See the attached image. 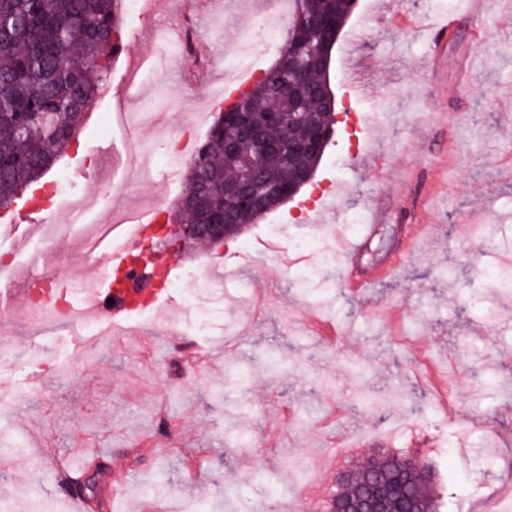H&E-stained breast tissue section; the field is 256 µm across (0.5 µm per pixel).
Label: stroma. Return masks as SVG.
<instances>
[{
  "instance_id": "35a3bbf8",
  "label": "stroma",
  "mask_w": 512,
  "mask_h": 512,
  "mask_svg": "<svg viewBox=\"0 0 512 512\" xmlns=\"http://www.w3.org/2000/svg\"><path fill=\"white\" fill-rule=\"evenodd\" d=\"M261 0H235L234 19L205 10L178 18L156 7L146 20L124 19L123 51L109 86L84 117L76 139L42 179L79 172L73 194L93 180L129 185L116 199L98 197L79 220L104 223L117 202L154 199L172 210L186 166L163 161L186 124L178 96L206 95L223 79L219 53L232 46L239 20ZM459 17L443 40L441 77L427 57L424 28L441 14ZM195 28V64L162 44L167 66L134 71L152 41L175 26ZM361 30L358 41L350 34ZM477 59L468 82L458 64ZM369 91L349 93V74ZM337 108L361 118L337 123L310 185L263 220L201 250L154 240L149 254L177 263L181 292L161 290L142 315L139 335H102L98 348L68 330L30 337L28 311L6 332L12 365L0 373V512H70L66 494L88 499L90 512H240L233 491L247 487L254 508L272 494L309 487L306 512H327L342 474L373 451L414 457L434 468L440 512H487L494 490L512 486V293L484 289L479 267L512 275V121L503 96L512 90V10L487 0L473 16L465 0H357L331 55ZM158 114L156 153L142 159L148 179L128 163L131 126L104 124L107 113ZM365 166L352 170L349 156ZM422 171L414 204L403 203L401 164ZM341 222L356 212L387 214L363 261L393 255V276L355 295L339 261L292 254L289 238L333 239L331 224L308 223L314 201L331 188ZM278 224L280 239L266 229ZM423 224L430 246L403 252L406 225ZM205 261L229 271L207 329L183 303L198 288ZM216 347V364L198 363L199 347ZM497 454L485 474L472 472L482 440ZM123 476L107 497L110 472Z\"/></svg>"
}]
</instances>
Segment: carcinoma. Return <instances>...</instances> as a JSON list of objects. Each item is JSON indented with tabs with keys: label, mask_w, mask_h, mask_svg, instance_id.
Segmentation results:
<instances>
[{
	"label": "carcinoma",
	"mask_w": 512,
	"mask_h": 512,
	"mask_svg": "<svg viewBox=\"0 0 512 512\" xmlns=\"http://www.w3.org/2000/svg\"><path fill=\"white\" fill-rule=\"evenodd\" d=\"M293 2L283 42L309 57L332 51L340 32L330 25L351 14L354 0L322 4L318 21L311 19L309 0ZM122 15L123 0H0V206L10 203L22 187L38 182L69 146L84 114L110 81L112 57L120 50ZM266 76L267 89L257 88L242 98L244 111L258 120L268 112H295L298 122L286 128L259 124L253 137L217 119L187 168L185 191L201 185L219 207L224 180L240 175L241 161L257 164L267 182L286 173V156L261 152L256 137L285 142L300 133L299 121L325 112L322 95L288 96L283 91L303 79L313 89L327 85L328 71L315 66L302 76L282 55ZM226 137L235 141L233 155L224 154ZM396 460L395 455L378 454L372 465L345 481L341 497H357L371 477L389 480ZM429 475L413 467L410 480L390 504L391 512H436Z\"/></svg>",
	"instance_id": "1"
}]
</instances>
